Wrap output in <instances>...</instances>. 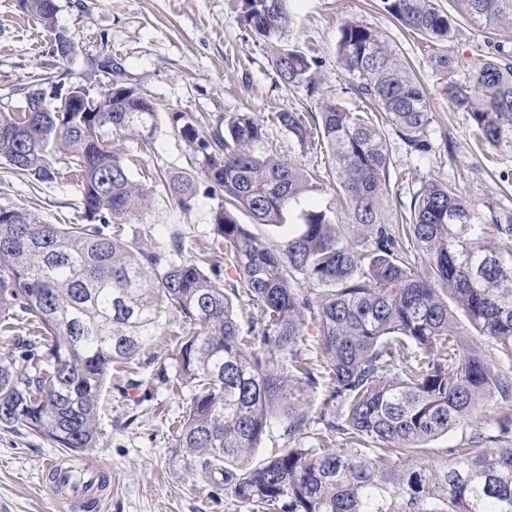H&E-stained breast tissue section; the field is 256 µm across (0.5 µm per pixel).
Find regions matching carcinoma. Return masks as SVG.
<instances>
[{"instance_id": "obj_1", "label": "carcinoma", "mask_w": 512, "mask_h": 512, "mask_svg": "<svg viewBox=\"0 0 512 512\" xmlns=\"http://www.w3.org/2000/svg\"><path fill=\"white\" fill-rule=\"evenodd\" d=\"M19 2L54 26L55 0ZM242 2L258 36L274 39L289 26L285 0ZM379 2L440 47L435 65L449 102L469 116L476 146L512 157V0H453L452 13L437 0ZM462 19L493 51L459 77L445 45ZM337 56L375 112L324 97L316 112L275 113L300 151L326 149L335 195L301 212L296 230L277 242L259 227L284 224L291 205L323 189L320 170L270 153L254 113L226 114L206 129L168 114L218 196L211 230L224 248L222 282L192 257L182 225H168L152 245L124 226L153 188L132 178L114 137L147 141L159 118L121 83L120 67L100 64L117 80L93 100L97 112L0 109V161L52 183L59 170L51 158L68 155L87 218L48 224L0 207V333L28 326L21 347L29 361L17 367L0 357V426L26 427L73 453L98 447V405L112 367L136 357L170 309L186 325L177 385L193 392L175 447L190 467L220 474L247 512H512V220L479 212L437 180L395 218L381 125L410 152H430L427 93L375 27L345 22ZM316 65L297 48L270 55L282 85H304L311 95ZM165 190L188 209L196 176L171 172ZM244 299L258 320L240 321L236 303ZM317 397L322 428L304 448L296 439ZM483 404L495 413L494 434L474 433L442 461L426 455L427 442ZM273 424L284 447L255 464ZM336 434L348 447H331Z\"/></svg>"}]
</instances>
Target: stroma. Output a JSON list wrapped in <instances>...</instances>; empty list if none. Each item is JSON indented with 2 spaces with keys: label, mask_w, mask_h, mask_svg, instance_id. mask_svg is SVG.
<instances>
[{
  "label": "stroma",
  "mask_w": 512,
  "mask_h": 512,
  "mask_svg": "<svg viewBox=\"0 0 512 512\" xmlns=\"http://www.w3.org/2000/svg\"><path fill=\"white\" fill-rule=\"evenodd\" d=\"M56 28L48 30L24 13L18 0H0V104L12 111L25 108L28 92L53 94L63 69L73 72L91 95L109 80L99 63L112 58L123 81L147 98L158 112H182L190 119L220 123L225 114L253 112L264 121L267 146L274 154L299 157L319 165L322 149L300 152L274 121L276 112L314 110L305 88L285 89L270 65V47L242 20L241 0H55ZM291 24L282 42L318 62L313 79L321 93L354 110L358 99L353 80L336 56L344 21L357 20L379 28L392 39L397 53L412 61L427 90L433 143L452 137L456 158L436 151L423 158L407 154L391 127H384L390 159V212H403L414 194L431 180L456 184L459 194L479 211L512 214V159L490 160L471 153L466 113L453 109L435 68L434 51L424 37L406 33L383 13L379 0H288ZM63 34L75 55L66 62L55 52V36ZM131 161L135 180L154 184L157 174L194 172V157L167 123H160L151 141L134 136L119 141ZM44 184L0 163V206L20 208L54 224H82L86 217L76 182L64 170ZM190 209H181L164 192H156L147 208L135 212L131 226L144 242L159 239L167 225L179 224L190 237L193 253L204 265H216L223 279V258L210 235L215 200L204 178L196 180ZM185 326L178 313L162 318L161 333L130 364L114 369L102 392L99 416L104 430L91 462L109 474L110 483L94 512H243L225 491L221 476L190 469L174 446L175 426L190 403V390L178 391L155 380L158 361L172 359ZM68 449L18 426L0 427V512H72L69 500L47 481L50 461L66 460Z\"/></svg>",
  "instance_id": "stroma-1"
}]
</instances>
